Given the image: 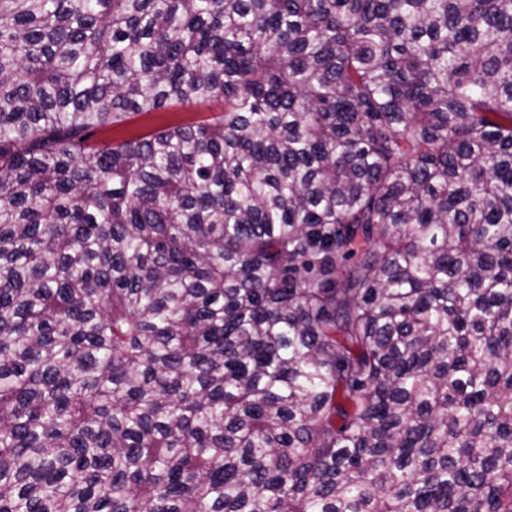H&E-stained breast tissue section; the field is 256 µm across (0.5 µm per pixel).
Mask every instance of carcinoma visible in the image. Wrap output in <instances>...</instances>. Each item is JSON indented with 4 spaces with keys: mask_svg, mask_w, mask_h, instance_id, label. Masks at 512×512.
I'll list each match as a JSON object with an SVG mask.
<instances>
[{
    "mask_svg": "<svg viewBox=\"0 0 512 512\" xmlns=\"http://www.w3.org/2000/svg\"><path fill=\"white\" fill-rule=\"evenodd\" d=\"M0 512H512V0H0ZM220 107L176 105L159 112L132 116L121 122L96 130L92 140L117 144L135 136L144 135L177 124H189L204 118L219 115Z\"/></svg>",
    "mask_w": 512,
    "mask_h": 512,
    "instance_id": "obj_1",
    "label": "carcinoma"
}]
</instances>
